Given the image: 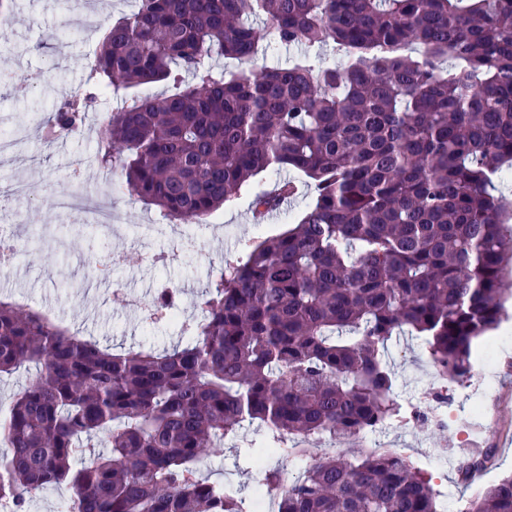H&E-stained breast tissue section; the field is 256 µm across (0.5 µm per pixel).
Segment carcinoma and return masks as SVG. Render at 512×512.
Returning a JSON list of instances; mask_svg holds the SVG:
<instances>
[{
    "instance_id": "1",
    "label": "carcinoma",
    "mask_w": 512,
    "mask_h": 512,
    "mask_svg": "<svg viewBox=\"0 0 512 512\" xmlns=\"http://www.w3.org/2000/svg\"><path fill=\"white\" fill-rule=\"evenodd\" d=\"M265 41L334 43L347 62L205 65ZM175 68L192 76L181 91L110 113L100 165L165 219L199 223L269 169L306 175L313 201L228 264L171 351L115 354L0 300V376L37 367L0 422V499L26 512L33 492L65 485L69 512H253L260 494L272 512H443L432 476L391 448L326 453L288 484L264 459L400 417L392 337H423L435 374L461 383L473 342L504 319L512 231L494 189L512 163V0H139L107 28L92 76L133 91ZM92 99L41 125L79 128ZM292 191L254 193V215ZM245 422L266 431L233 446L256 467L250 495L199 474ZM93 440L104 451L76 466ZM468 512H512V477Z\"/></svg>"
}]
</instances>
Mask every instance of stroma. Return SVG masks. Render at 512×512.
Returning <instances> with one entry per match:
<instances>
[{
  "label": "stroma",
  "mask_w": 512,
  "mask_h": 512,
  "mask_svg": "<svg viewBox=\"0 0 512 512\" xmlns=\"http://www.w3.org/2000/svg\"><path fill=\"white\" fill-rule=\"evenodd\" d=\"M137 0H13L9 20L0 26V72L13 82L0 85V127L23 122L26 142L10 160L0 159V226L13 230L17 262L0 273V299L24 301L50 312L71 332L114 351L160 352L186 339L179 324L148 322L157 285L175 282L182 292L177 306L183 319L200 315L209 284L226 264L241 258L265 236L292 227L312 202L307 178L292 169L260 173L254 188L273 189L292 181L295 193L264 223H253L251 192L242 191L206 223L166 221L156 207L126 191L119 172L102 167L95 156L103 121L126 105L124 94L93 92L88 75L101 47L105 28L135 11ZM47 72V80L30 85L24 76ZM95 93L83 132L47 141L38 121L56 111L71 96ZM84 158L78 182L84 193L112 190V235L81 226L58 215L56 199L71 179L70 162ZM18 181L30 188V198L16 205L9 187ZM165 249L170 241L186 239L192 246L176 262L157 268L143 265L138 240ZM113 251L122 258L115 280L142 300L141 306L113 304L104 288L88 274L93 259ZM387 361L394 372L395 393L403 410L425 409L432 389L448 394L451 422L440 431L413 423L389 421L366 431L369 447L395 448L432 474L442 494L445 512H467L479 488L512 473V318L506 330H495L473 345V376L462 383L439 380L430 365L426 345L417 336L397 335L387 344ZM494 449L491 465L477 481L461 480L455 459Z\"/></svg>",
  "instance_id": "stroma-1"
}]
</instances>
